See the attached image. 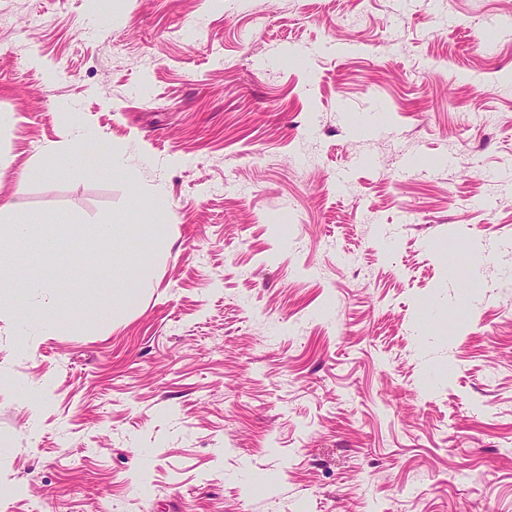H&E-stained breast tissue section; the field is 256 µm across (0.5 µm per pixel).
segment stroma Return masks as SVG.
Here are the masks:
<instances>
[{
  "mask_svg": "<svg viewBox=\"0 0 512 512\" xmlns=\"http://www.w3.org/2000/svg\"><path fill=\"white\" fill-rule=\"evenodd\" d=\"M4 203L0 512H512V0H0ZM135 212L138 216H143V222L138 223L142 224L140 233L146 237L154 238L156 234V225L154 224L157 223L160 216H163V213L151 202L144 199H138L135 202ZM2 214H9V217L13 221V223L9 225L10 233L8 236V242L13 243L14 249L2 251V248H1L0 263H1L2 255L5 258H9L11 256L17 257L21 254L28 252V251L24 252L25 249H22L18 246V241H20V240L25 241L26 245H28L29 249H30V245H31L30 236H31V230H32L30 227L31 225L29 224L28 217L25 214L21 213L20 211H15L9 207H2V205H0V215H2Z\"/></svg>",
  "mask_w": 512,
  "mask_h": 512,
  "instance_id": "obj_1",
  "label": "stroma"
}]
</instances>
